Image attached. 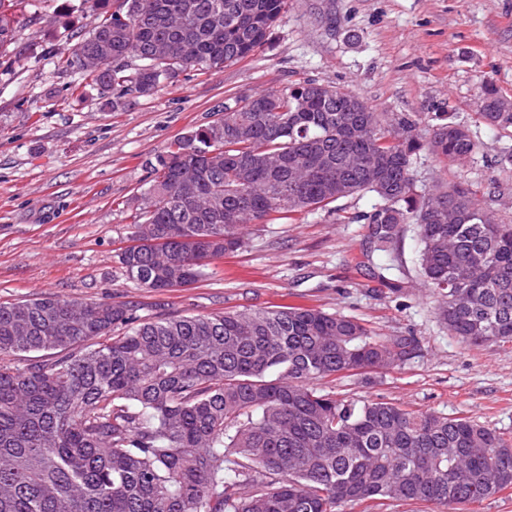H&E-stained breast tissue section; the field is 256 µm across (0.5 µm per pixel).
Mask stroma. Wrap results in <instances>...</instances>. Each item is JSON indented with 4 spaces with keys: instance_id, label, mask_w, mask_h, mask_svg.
Returning <instances> with one entry per match:
<instances>
[{
    "instance_id": "obj_1",
    "label": "stroma",
    "mask_w": 512,
    "mask_h": 512,
    "mask_svg": "<svg viewBox=\"0 0 512 512\" xmlns=\"http://www.w3.org/2000/svg\"><path fill=\"white\" fill-rule=\"evenodd\" d=\"M17 42L0 53V303L61 297L134 305L140 318L280 306L359 320L383 339L414 337L412 359L315 381L337 397L467 416L512 443V343L465 345L437 316L406 225L390 255L365 224L328 209L244 226V246L212 261L187 288L156 293L128 279L133 200L147 164L224 103L313 79L348 89L377 112L429 119L448 112L480 142L458 166L422 153L417 186L464 182L512 222V135L477 120L479 84L512 99V0H288L250 57L218 73L179 72L122 111L78 73H60L71 35L91 30L80 0H33Z\"/></svg>"
}]
</instances>
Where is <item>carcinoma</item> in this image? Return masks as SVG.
Masks as SVG:
<instances>
[{"label":"carcinoma","instance_id":"1","mask_svg":"<svg viewBox=\"0 0 512 512\" xmlns=\"http://www.w3.org/2000/svg\"><path fill=\"white\" fill-rule=\"evenodd\" d=\"M29 0H0V50ZM99 21L71 48L118 112L185 69L250 56L288 0H93ZM480 121L512 130V101L479 86ZM374 112L308 80L224 105L212 124L149 162L134 245L118 260L152 292L195 284L241 246L246 224L285 220L355 194L376 203L336 220L369 225L388 254L420 241L438 317L464 343H512V224L462 183L418 193L424 151L464 165L471 129L447 112ZM122 329L114 336L112 331ZM411 336L308 307L141 320L127 303L35 298L0 304V512H336L412 501L434 512L512 488V446L467 417L339 399L310 381L389 369Z\"/></svg>","mask_w":512,"mask_h":512}]
</instances>
